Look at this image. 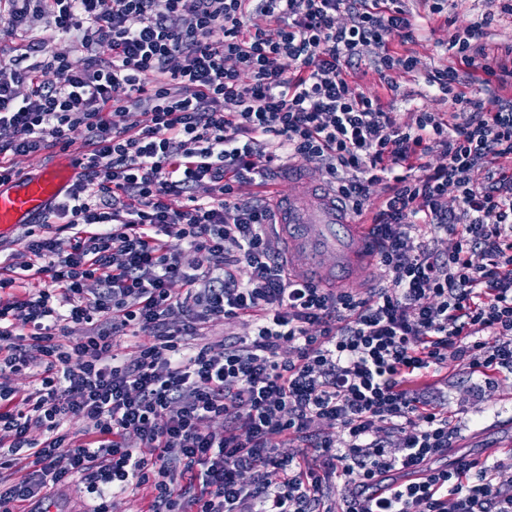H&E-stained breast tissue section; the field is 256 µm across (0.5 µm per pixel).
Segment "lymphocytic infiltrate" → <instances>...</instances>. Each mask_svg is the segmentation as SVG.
Here are the masks:
<instances>
[{"label":"lymphocytic infiltrate","mask_w":512,"mask_h":512,"mask_svg":"<svg viewBox=\"0 0 512 512\" xmlns=\"http://www.w3.org/2000/svg\"><path fill=\"white\" fill-rule=\"evenodd\" d=\"M43 16L85 61L48 57L45 83L0 59V182L16 155L79 135L88 153L51 211L68 250L31 230L29 261L0 266V470L20 474L0 512L71 478L93 512L132 485L148 512H319L333 477L353 483L344 512H512L500 461L449 456L433 393L461 368L512 374V46L490 61L479 26L449 30L453 63L427 76L448 111L402 123L354 65L372 56L391 93L416 70L404 0H0V40L43 52ZM296 157L362 219L376 284L294 271L269 182ZM220 322L247 331L197 344ZM73 324L88 331L71 342ZM121 336L141 337L134 359Z\"/></svg>","instance_id":"obj_1"}]
</instances>
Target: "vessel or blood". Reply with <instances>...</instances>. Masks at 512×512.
Returning <instances> with one entry per match:
<instances>
[{"mask_svg":"<svg viewBox=\"0 0 512 512\" xmlns=\"http://www.w3.org/2000/svg\"><path fill=\"white\" fill-rule=\"evenodd\" d=\"M80 173L76 162L61 159L48 171L14 176L0 186V234L35 222L66 198ZM281 223L288 226V244L296 268L315 270L325 254L336 256L334 280L346 276L365 243L352 211L339 203L330 190H312L289 197Z\"/></svg>","mask_w":512,"mask_h":512,"instance_id":"vessel-or-blood-1","label":"vessel or blood"}]
</instances>
